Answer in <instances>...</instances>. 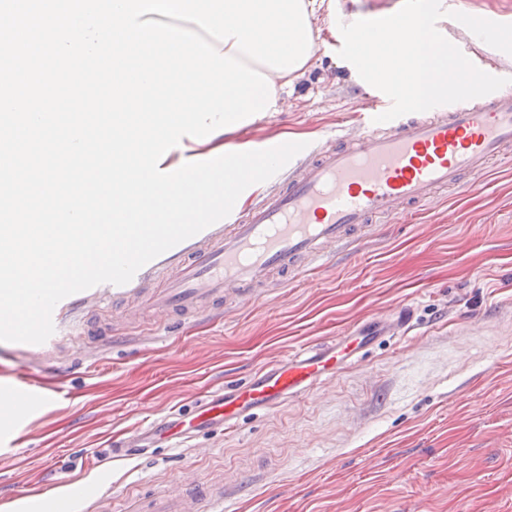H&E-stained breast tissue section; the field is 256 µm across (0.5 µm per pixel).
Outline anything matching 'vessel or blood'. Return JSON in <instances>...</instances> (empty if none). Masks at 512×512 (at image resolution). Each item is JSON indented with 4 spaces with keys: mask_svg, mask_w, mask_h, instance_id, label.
Listing matches in <instances>:
<instances>
[{
    "mask_svg": "<svg viewBox=\"0 0 512 512\" xmlns=\"http://www.w3.org/2000/svg\"><path fill=\"white\" fill-rule=\"evenodd\" d=\"M512 150V84L489 95L411 113L386 123L360 113L353 129L307 147L272 178L274 189L247 210L233 209L224 224L187 239L175 254L177 273L153 260L122 286L115 299L141 294L146 308L164 320H193L224 303H251L277 287L274 273L304 281L330 261L355 250L381 219H404L426 210L437 192L471 190L485 182L487 165ZM163 280L152 290L154 280ZM414 309H374L343 326L334 337L304 343L257 369L243 383L185 396L166 414L114 436L111 458L158 443L189 448L202 434L230 437L256 412L271 413L292 399L313 395L348 370L384 339L405 345L414 330ZM40 375L17 379L11 414L56 395ZM95 483L71 485L59 494L39 486L0 500V512H74L97 503ZM223 485L195 477L157 495L150 512H216Z\"/></svg>",
    "mask_w": 512,
    "mask_h": 512,
    "instance_id": "1",
    "label": "vessel or blood"
}]
</instances>
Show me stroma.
<instances>
[{"mask_svg": "<svg viewBox=\"0 0 512 512\" xmlns=\"http://www.w3.org/2000/svg\"><path fill=\"white\" fill-rule=\"evenodd\" d=\"M329 22L320 19L307 74L282 94L286 109L229 142L295 135L316 145L338 120L370 110V86L339 57ZM419 221L426 238L384 221L314 281L219 319L157 328L136 298L114 300L103 285L80 318L61 315L51 354L0 342L1 396L21 374H63L55 399L0 419V499L99 479L106 512H140L186 477L228 475V512H483L490 499L512 512V159L494 162L483 188L440 192ZM408 300L424 337L405 351L382 342L321 393L250 418L234 437L98 467L113 433L184 393L244 379L292 346Z\"/></svg>", "mask_w": 512, "mask_h": 512, "instance_id": "stroma-1", "label": "stroma"}]
</instances>
